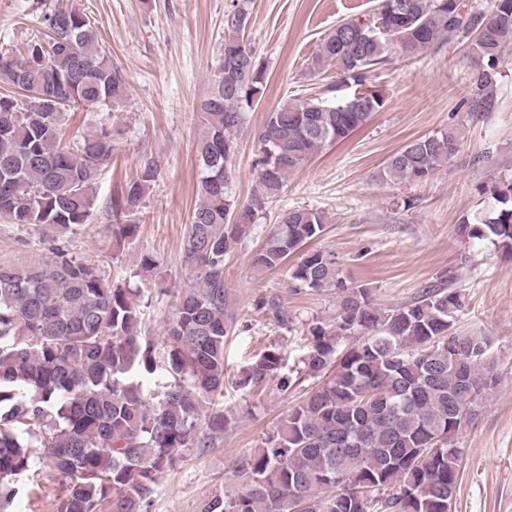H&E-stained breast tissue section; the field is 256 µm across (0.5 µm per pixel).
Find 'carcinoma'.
Instances as JSON below:
<instances>
[{
  "instance_id": "1",
  "label": "carcinoma",
  "mask_w": 512,
  "mask_h": 512,
  "mask_svg": "<svg viewBox=\"0 0 512 512\" xmlns=\"http://www.w3.org/2000/svg\"><path fill=\"white\" fill-rule=\"evenodd\" d=\"M373 22L347 20L324 40L313 69L333 65L340 81L324 96L292 99L267 113L255 134L259 194L242 204L232 193L235 132L266 88V66L243 34L251 14H227L225 76H215L199 105L198 199L184 242L192 279L176 298L161 344L141 334L139 289L110 279L94 264L52 246L50 265H0V512L10 509L36 466L60 483L55 512H148L160 476L179 449L211 448L231 422L224 399V261L278 196L291 172L326 143L361 128L384 104L365 88L372 68L392 51L413 57L437 41L468 39L476 60L471 107L491 108L504 51L512 46V0H375ZM51 34L24 48L0 46V80L24 97L0 95V216L14 224L65 233L88 223L102 169L112 158L106 128L62 143L67 107L108 106L125 82L77 10L44 14ZM357 86L339 98L343 84ZM453 131L406 143L380 178L419 182L458 152ZM158 170L144 164L112 200L121 242L136 235L143 196ZM491 210L460 230L512 252V179L488 187ZM324 213L286 212L254 256L259 271L319 237ZM298 286L342 289L332 324L309 326L306 371L324 382L288 411L265 445L235 467L233 494L217 492L201 512H452L463 457L461 434L498 384L492 340L457 325L463 306L456 268L439 272L412 301L382 308L362 286L339 280L334 254L308 250L288 269ZM351 346L338 350L340 339ZM283 357L273 346L246 369L242 389L277 378ZM168 381L150 404L144 380ZM214 405L204 421L200 407Z\"/></svg>"
}]
</instances>
